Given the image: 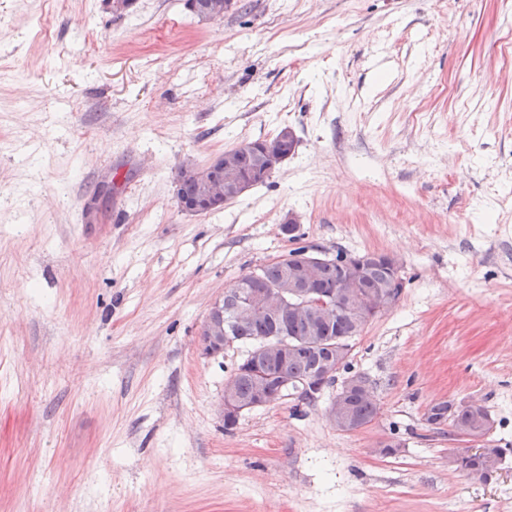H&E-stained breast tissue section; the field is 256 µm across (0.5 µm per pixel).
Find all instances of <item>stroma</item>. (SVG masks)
I'll return each instance as SVG.
<instances>
[{
	"label": "stroma",
	"instance_id": "35a3bbf8",
	"mask_svg": "<svg viewBox=\"0 0 512 512\" xmlns=\"http://www.w3.org/2000/svg\"><path fill=\"white\" fill-rule=\"evenodd\" d=\"M511 50L512 0H0V512H512ZM285 126L266 183L180 211ZM300 245L401 265L352 349L379 414L336 429L330 386L225 429L209 306ZM474 400L486 480L423 419ZM194 1L196 2V7L200 9L202 6L206 5L208 0H186L187 7L189 11L195 15L198 18L201 17V11H194L193 9L189 8V2ZM210 2L207 3V8L205 14L207 15V20H220L224 18V14L229 12L233 6L234 2L233 0H209ZM283 129L272 139L241 142L224 151V154L232 155L240 172L249 177L254 186L263 184L270 178L265 172L266 161V171L274 173L294 150L295 132L291 128L285 129L280 136L282 146L267 152L265 161L266 150L277 146V138ZM234 163L227 155L215 156L204 168L192 171L198 184L192 174H183L179 180L177 198L182 201L196 199L190 203L179 202L180 210L192 214L208 213L250 190L252 182L239 173Z\"/></svg>",
	"mask_w": 512,
	"mask_h": 512
}]
</instances>
